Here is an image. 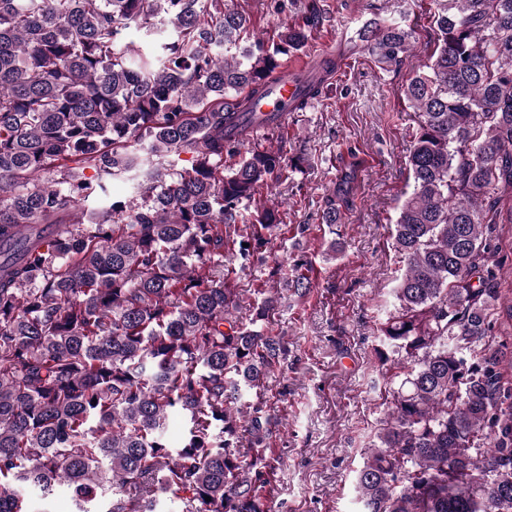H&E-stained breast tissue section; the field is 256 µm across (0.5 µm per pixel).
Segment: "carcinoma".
<instances>
[{
	"mask_svg": "<svg viewBox=\"0 0 512 512\" xmlns=\"http://www.w3.org/2000/svg\"><path fill=\"white\" fill-rule=\"evenodd\" d=\"M438 2L405 89L412 191L377 348L391 401L355 471L361 512H512V370L494 333L512 299L491 249L512 224V0ZM324 15L311 0L304 26L242 46L249 16L224 0H0V512H27L22 485L65 487L79 512H162L159 491L180 512H271L288 347L268 330L278 289H255L245 323L234 275L280 228L260 190L299 159L245 143L257 123L280 132L252 99ZM157 23L165 41L122 46ZM364 35L382 63L411 55L409 27ZM332 67L301 80L294 109ZM306 265L269 277L304 296Z\"/></svg>",
	"mask_w": 512,
	"mask_h": 512,
	"instance_id": "obj_1",
	"label": "carcinoma"
}]
</instances>
